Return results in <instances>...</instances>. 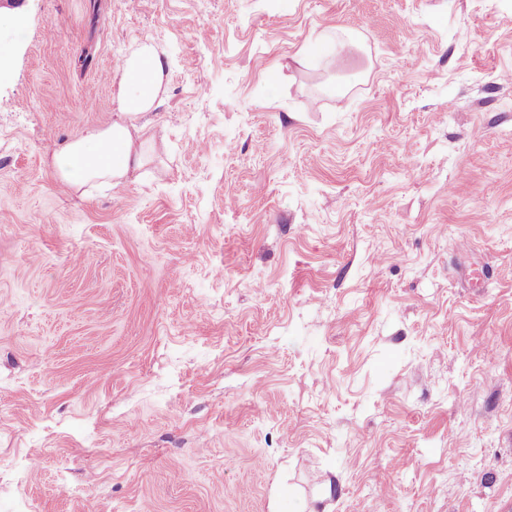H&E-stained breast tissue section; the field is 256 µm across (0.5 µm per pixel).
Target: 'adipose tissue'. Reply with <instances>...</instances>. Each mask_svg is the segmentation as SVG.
<instances>
[{
    "label": "adipose tissue",
    "instance_id": "ef3b65f1",
    "mask_svg": "<svg viewBox=\"0 0 512 512\" xmlns=\"http://www.w3.org/2000/svg\"><path fill=\"white\" fill-rule=\"evenodd\" d=\"M121 92L115 100L118 121L70 143L55 158L64 184L80 187L93 181L120 183L141 162L134 147L137 121L156 107L166 65L151 46L140 45L117 67Z\"/></svg>",
    "mask_w": 512,
    "mask_h": 512
}]
</instances>
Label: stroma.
Listing matches in <instances>:
<instances>
[{
	"instance_id": "stroma-1",
	"label": "stroma",
	"mask_w": 512,
	"mask_h": 512,
	"mask_svg": "<svg viewBox=\"0 0 512 512\" xmlns=\"http://www.w3.org/2000/svg\"><path fill=\"white\" fill-rule=\"evenodd\" d=\"M0 512H512V0L0 10ZM114 76L119 77L121 93L115 100L119 115L108 127L92 130L70 143L55 157L62 182L80 187L101 181L119 184L132 165L141 163L134 148L133 132L139 134V117L156 108L158 92L166 75V64L149 45H140L120 59Z\"/></svg>"
}]
</instances>
